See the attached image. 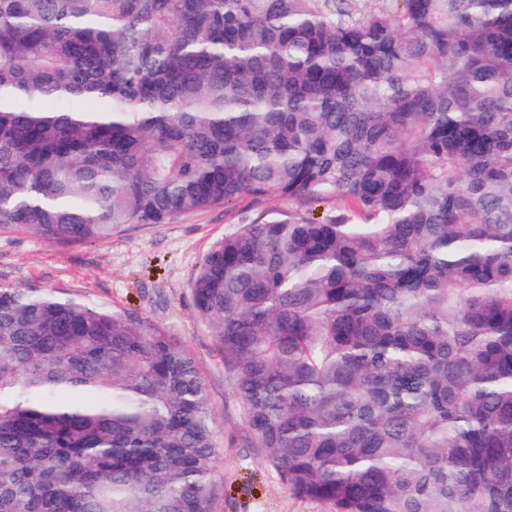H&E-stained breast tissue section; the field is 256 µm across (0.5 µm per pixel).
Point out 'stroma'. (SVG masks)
Here are the masks:
<instances>
[{
  "label": "stroma",
  "instance_id": "35a3bbf8",
  "mask_svg": "<svg viewBox=\"0 0 512 512\" xmlns=\"http://www.w3.org/2000/svg\"><path fill=\"white\" fill-rule=\"evenodd\" d=\"M297 199L251 196L180 218L174 224H127L96 243L61 245L27 231L0 228V285L51 289L94 306L138 312L183 344L198 360L223 452L216 480L224 492L216 512H335L326 501L299 497L267 462L245 420L210 330L193 312L189 281L203 255L225 234L259 218H320Z\"/></svg>",
  "mask_w": 512,
  "mask_h": 512
}]
</instances>
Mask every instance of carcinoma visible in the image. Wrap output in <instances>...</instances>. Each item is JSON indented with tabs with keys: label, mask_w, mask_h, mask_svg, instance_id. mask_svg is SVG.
<instances>
[{
	"label": "carcinoma",
	"mask_w": 512,
	"mask_h": 512,
	"mask_svg": "<svg viewBox=\"0 0 512 512\" xmlns=\"http://www.w3.org/2000/svg\"><path fill=\"white\" fill-rule=\"evenodd\" d=\"M243 195L194 310L269 464L336 512H512V0H0V227ZM195 357L0 287V512H214Z\"/></svg>",
	"instance_id": "carcinoma-1"
}]
</instances>
